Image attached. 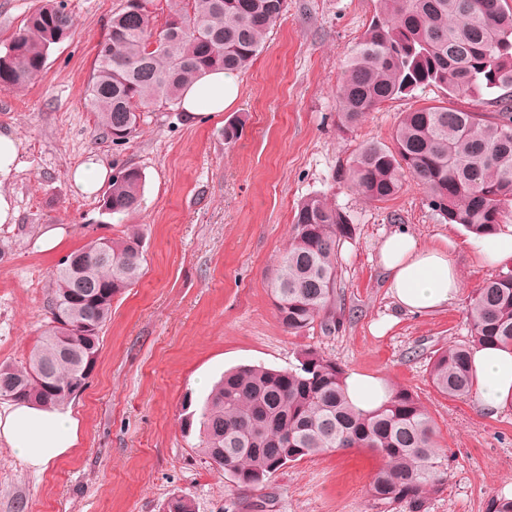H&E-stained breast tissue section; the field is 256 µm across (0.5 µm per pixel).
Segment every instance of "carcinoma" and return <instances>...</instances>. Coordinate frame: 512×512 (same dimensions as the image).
I'll use <instances>...</instances> for the list:
<instances>
[{
	"label": "carcinoma",
	"mask_w": 512,
	"mask_h": 512,
	"mask_svg": "<svg viewBox=\"0 0 512 512\" xmlns=\"http://www.w3.org/2000/svg\"><path fill=\"white\" fill-rule=\"evenodd\" d=\"M286 0H179L153 26V12L124 0L98 44L85 99L107 135L123 142L146 109L178 101L183 86L206 69L239 72L263 48ZM345 65L338 120L357 126L386 102L426 87L448 98L495 90L491 113L454 106L403 112L393 146H360L348 178L369 202H386L416 181L429 205L450 224L476 236L501 229L512 217V6L508 0H379ZM72 15L58 0H36L24 25L0 50V89L27 86L44 69L50 49L68 38ZM160 46L147 51L151 39ZM143 174L126 167L112 177L108 215L139 208ZM354 225L342 208L320 196L303 200L271 284L274 307L291 334L336 324L341 240ZM109 261L98 244L71 252L53 273L51 318L21 368L0 364V398L65 404L87 386L112 316V300L142 275L143 233L110 237ZM468 341L437 349L429 362L433 388L465 398L474 387L470 361L476 344L512 345V267L476 290L467 309ZM70 325L64 354L56 336ZM198 451L242 487L258 488L289 463L326 452L363 448L382 460L369 493L376 504L428 512L432 494L448 485V456L438 451L433 419L413 392L396 388L382 406L361 411L344 390L343 373L316 349L306 348L288 369L244 365L224 372L199 413Z\"/></svg>",
	"instance_id": "cac0c4a2"
}]
</instances>
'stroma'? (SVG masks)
I'll return each instance as SVG.
<instances>
[{
	"label": "stroma",
	"mask_w": 512,
	"mask_h": 512,
	"mask_svg": "<svg viewBox=\"0 0 512 512\" xmlns=\"http://www.w3.org/2000/svg\"><path fill=\"white\" fill-rule=\"evenodd\" d=\"M123 2L64 0L74 36L50 50L31 84L0 89V129L24 140L20 166L5 182L17 217L0 224V363L25 364L49 320L52 273L65 256L133 224L144 233L143 274L113 299L96 366L70 403L82 422L79 447L37 474L0 442V512H162L173 496L190 499L195 512H399L370 498L380 460L366 450L297 461L243 490L184 431V407L200 408L225 371L283 369L305 348L417 394L449 457L448 486L431 497L429 512H487L490 499L512 489V406L492 416L474 398L441 395L428 363L432 351L467 339L470 298L495 271L476 261L471 233L446 222L414 181L371 203L347 180L362 144L392 145L400 114L446 104L444 90L388 101L340 130L342 73L379 2L287 0L240 72L231 107L191 118L157 105L132 137L115 142L83 91ZM235 121L243 130L230 142L224 128ZM91 154L116 172L143 171L137 210L103 214L100 195L74 187L70 170ZM312 195L344 208L355 235L340 247L335 329L292 335L276 315L271 280L294 211ZM50 227L63 235L45 249L40 236ZM399 228L456 244L462 293L447 308L410 314L388 295L377 250ZM386 316L392 328L373 335L372 324Z\"/></svg>",
	"instance_id": "35a3bbf8"
}]
</instances>
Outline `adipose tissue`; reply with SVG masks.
Listing matches in <instances>:
<instances>
[{"label": "adipose tissue", "mask_w": 512, "mask_h": 512, "mask_svg": "<svg viewBox=\"0 0 512 512\" xmlns=\"http://www.w3.org/2000/svg\"><path fill=\"white\" fill-rule=\"evenodd\" d=\"M238 94L237 74L210 70L186 84L178 103L189 115H214L230 107ZM22 146L19 135L0 133V224L11 223L16 216L3 183L19 167ZM378 264L386 274L389 295L410 313L444 309L462 291L459 268L447 248L425 244L406 230L383 239ZM471 361L480 409L495 413L512 405V349L477 346L471 351ZM344 384L349 400L362 410L374 409L391 396L388 382L356 371L345 376ZM80 432L81 421L68 408L27 401L0 408V439L26 467L38 472L69 454L78 445Z\"/></svg>", "instance_id": "ef3b65f1"}]
</instances>
